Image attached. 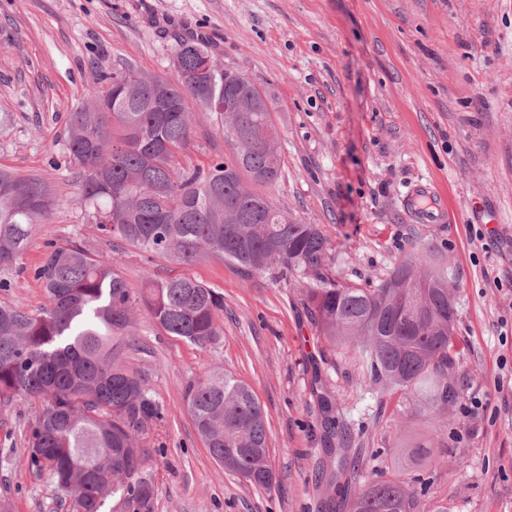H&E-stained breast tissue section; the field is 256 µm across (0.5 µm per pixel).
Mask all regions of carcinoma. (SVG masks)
I'll return each instance as SVG.
<instances>
[{
	"instance_id": "carcinoma-1",
	"label": "carcinoma",
	"mask_w": 512,
	"mask_h": 512,
	"mask_svg": "<svg viewBox=\"0 0 512 512\" xmlns=\"http://www.w3.org/2000/svg\"><path fill=\"white\" fill-rule=\"evenodd\" d=\"M174 57L171 78L132 66L96 74L87 101L70 113L68 149L84 172L87 221L182 265L216 256L248 275L276 266L293 279L316 276L303 292L326 339L353 347L379 392L401 393L413 413L446 430L461 396L460 352L448 325V268L437 264L435 249L406 257L372 289L321 277L324 231L259 191L280 173L270 90L214 60L200 81L197 69L211 53L195 40L177 41ZM202 117L220 121L232 154L187 168L179 156ZM51 205L40 179L0 170V271L21 256ZM47 247L36 270L45 305L29 313L0 304V406L17 396L46 400L29 426L27 456L15 465L45 475L70 512H105L109 501L112 512H152L156 487L145 471L152 453L142 437L165 408L147 380L118 361V348L133 339L132 288L111 261L80 244ZM142 301L171 336L206 346L221 335L223 294L189 275L148 281ZM319 402L327 437L338 438L326 481L349 484L360 475V457L350 454L347 435L336 434L335 399L323 393ZM186 404L224 471L272 488L266 420L247 384L208 371L188 384ZM343 507L415 512L417 499L402 478L368 479Z\"/></svg>"
}]
</instances>
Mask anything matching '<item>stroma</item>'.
<instances>
[{
	"label": "stroma",
	"instance_id": "stroma-1",
	"mask_svg": "<svg viewBox=\"0 0 512 512\" xmlns=\"http://www.w3.org/2000/svg\"><path fill=\"white\" fill-rule=\"evenodd\" d=\"M201 41L221 68L270 88L281 173L267 192L328 238L324 277L371 289L405 255L431 246L453 271L463 391L448 429L379 396L350 347L311 320L294 280L272 269L245 275L209 258L184 266L102 235L87 223L83 173L70 163L66 127L95 73L127 64L174 75L176 41ZM217 121L195 129L182 155L206 165L227 153ZM0 169L43 179L53 206L37 225L0 302L33 312L47 242H77L109 259L133 290L189 275L224 296L223 332L199 347L169 336L138 310L137 347L122 360L166 408L146 438L153 512H328L321 379L336 419L372 477L422 479L416 512H512V0H0ZM429 185L443 224L403 207ZM223 370L248 384L265 416L272 490L225 472L198 436L188 383ZM43 401L0 408V498L13 512H49L45 480L15 459ZM432 442L448 464H400V446Z\"/></svg>",
	"mask_w": 512,
	"mask_h": 512
}]
</instances>
